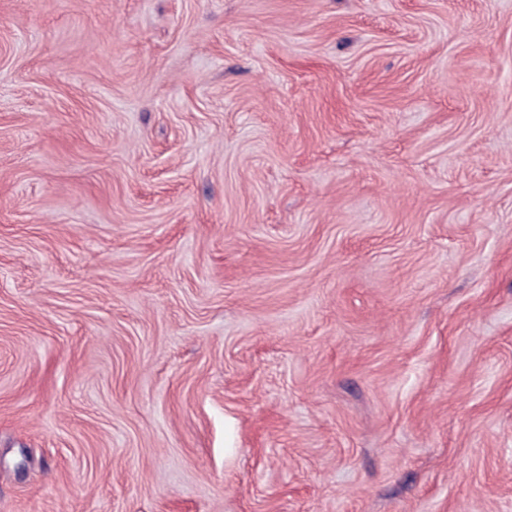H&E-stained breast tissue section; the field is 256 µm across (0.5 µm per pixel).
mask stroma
Here are the masks:
<instances>
[{
    "instance_id": "stroma-1",
    "label": "stroma",
    "mask_w": 512,
    "mask_h": 512,
    "mask_svg": "<svg viewBox=\"0 0 512 512\" xmlns=\"http://www.w3.org/2000/svg\"><path fill=\"white\" fill-rule=\"evenodd\" d=\"M0 512H512V0H0Z\"/></svg>"
}]
</instances>
